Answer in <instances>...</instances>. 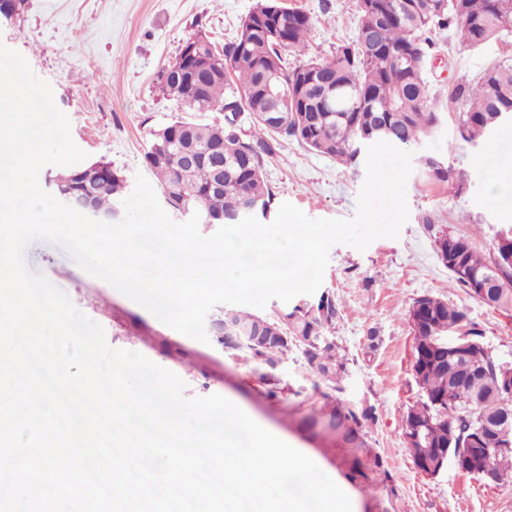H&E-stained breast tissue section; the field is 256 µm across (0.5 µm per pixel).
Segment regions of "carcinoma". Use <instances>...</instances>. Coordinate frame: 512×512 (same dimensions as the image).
<instances>
[{
    "label": "carcinoma",
    "mask_w": 512,
    "mask_h": 512,
    "mask_svg": "<svg viewBox=\"0 0 512 512\" xmlns=\"http://www.w3.org/2000/svg\"><path fill=\"white\" fill-rule=\"evenodd\" d=\"M512 0H358L355 40H343L332 59H308L291 67L288 58L302 57L311 28L310 16L287 0H257L242 20L236 38L216 48L198 32L181 47L162 72V91L181 108L193 112L229 109L251 118L258 135L242 136L231 115L216 124L178 118L152 133L146 166L158 180L165 202L175 211L197 210L229 223L250 206L267 219L274 192L264 178L265 160L281 142L293 140L343 165L357 164L370 144L405 145L430 136L440 121L425 77L434 46L430 33L456 29L461 44L476 50L488 43L512 44ZM237 80L236 92L224 97V85ZM282 95L266 90L269 78ZM448 100L461 105L456 134L475 143L489 128L501 125L498 114L512 111V56L486 69L474 84H456ZM429 176L462 192L465 174L432 158ZM54 181L73 193L91 197L101 211L119 207L125 193L120 170L107 161L59 172ZM435 253L467 293L469 282L453 264L459 259L474 274L495 282L487 306L512 315V243L495 242L483 257L468 238L451 226L427 222ZM415 302L427 317L416 335L446 340L467 328L470 348L462 354L434 353L413 361L419 397L403 421L423 422L432 447L466 448L474 425L485 418L512 415L500 385L499 360L484 349L482 332L469 325L465 312L431 295ZM338 309L331 296H320L285 308L273 317L244 309H224L223 320L234 335L256 336L258 342L233 352L263 368H274L294 350L322 382L340 383L347 362L333 335ZM323 429L359 447L355 413L333 409L312 415ZM492 466L512 485V447L491 448L471 456L467 474Z\"/></svg>",
    "instance_id": "cac0c4a2"
}]
</instances>
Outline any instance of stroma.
<instances>
[{
	"label": "stroma",
	"mask_w": 512,
	"mask_h": 512,
	"mask_svg": "<svg viewBox=\"0 0 512 512\" xmlns=\"http://www.w3.org/2000/svg\"><path fill=\"white\" fill-rule=\"evenodd\" d=\"M312 19L308 53L331 58L352 38L356 0H289ZM256 0H27L24 13L0 19V43L20 53L48 81L57 107L70 120L74 143L89 161L106 159L128 183L152 178L144 163L151 133L175 117L198 123L219 112L181 113L161 90V72L183 43L205 31L217 43L233 40ZM436 48L427 78L442 111L434 134L411 145L406 192L409 218L398 238H379L366 250L334 246L320 287L333 296L334 334L348 359V375L327 390L300 351L261 379L255 364L225 350L223 306L207 316L208 343L160 322L110 284L87 274L60 245L36 240L29 267L64 291L99 323L108 345L141 353L180 376L187 396L219 394L274 435L310 457L350 497L353 512H512V487H492L477 476L447 469L435 478L415 468L402 432L415 400L408 310L429 294L463 309L496 358L512 359V316L487 307L460 288L438 260L424 222L452 225L489 253L497 232L512 225V128L477 144L455 142L451 88L476 82L502 57L501 45L461 48L453 30L433 33ZM463 171L467 190L449 193L429 179L425 160ZM265 175L276 203L289 202L313 219H349L365 180L364 165L345 166L288 141L269 158ZM360 414L362 447L309 428L305 420L324 402Z\"/></svg>",
	"instance_id": "1"
}]
</instances>
